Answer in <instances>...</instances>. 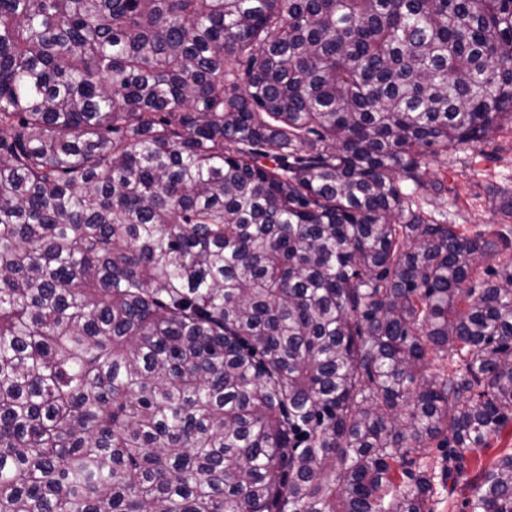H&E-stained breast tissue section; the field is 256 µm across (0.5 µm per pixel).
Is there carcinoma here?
<instances>
[{"instance_id":"carcinoma-1","label":"carcinoma","mask_w":512,"mask_h":512,"mask_svg":"<svg viewBox=\"0 0 512 512\" xmlns=\"http://www.w3.org/2000/svg\"><path fill=\"white\" fill-rule=\"evenodd\" d=\"M506 124L512 0H0V512H431L512 238L429 162Z\"/></svg>"}]
</instances>
